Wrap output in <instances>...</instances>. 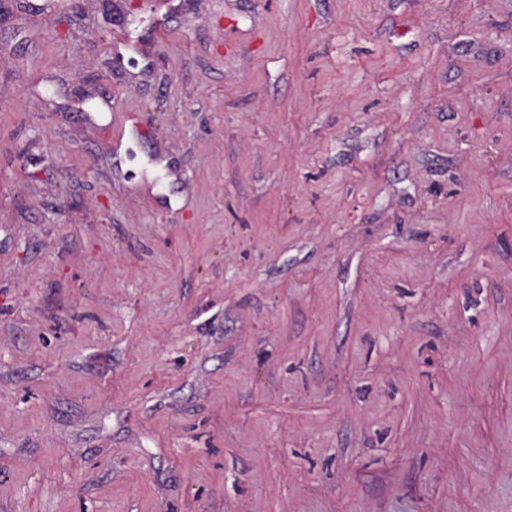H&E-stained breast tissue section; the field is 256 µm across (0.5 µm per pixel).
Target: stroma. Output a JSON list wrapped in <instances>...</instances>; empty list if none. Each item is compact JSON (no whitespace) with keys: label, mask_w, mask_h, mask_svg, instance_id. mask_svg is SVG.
<instances>
[{"label":"stroma","mask_w":512,"mask_h":512,"mask_svg":"<svg viewBox=\"0 0 512 512\" xmlns=\"http://www.w3.org/2000/svg\"><path fill=\"white\" fill-rule=\"evenodd\" d=\"M0 0V512H512V0Z\"/></svg>","instance_id":"1"}]
</instances>
